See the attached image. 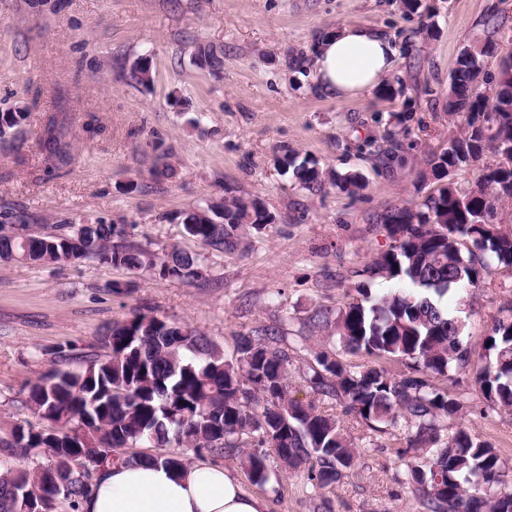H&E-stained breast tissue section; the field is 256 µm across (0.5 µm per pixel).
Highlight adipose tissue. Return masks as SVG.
Masks as SVG:
<instances>
[{
	"instance_id": "adipose-tissue-1",
	"label": "adipose tissue",
	"mask_w": 512,
	"mask_h": 512,
	"mask_svg": "<svg viewBox=\"0 0 512 512\" xmlns=\"http://www.w3.org/2000/svg\"><path fill=\"white\" fill-rule=\"evenodd\" d=\"M394 45L382 31L346 25L316 50L315 79L336 97L377 85L392 69ZM82 512H269L267 501L245 492L224 466L197 460L181 473L142 457L99 473Z\"/></svg>"
}]
</instances>
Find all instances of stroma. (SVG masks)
I'll use <instances>...</instances> for the list:
<instances>
[{"label": "stroma", "mask_w": 512, "mask_h": 512, "mask_svg": "<svg viewBox=\"0 0 512 512\" xmlns=\"http://www.w3.org/2000/svg\"><path fill=\"white\" fill-rule=\"evenodd\" d=\"M0 0V112L21 109V134L0 145V231L27 224L105 222L155 252L199 256L203 279H162L85 260L75 264L0 262V419L39 424L23 404L27 386L62 349H88L106 325L139 308L189 324L232 354L237 336L278 330L301 364L325 350V331L308 323L336 309L353 272L388 246L385 209L418 202L436 188L428 159L458 130L446 109L450 74L467 46L512 53V0ZM350 24L393 36L398 53L379 90L336 98L312 80L317 40ZM224 53L218 71L198 67V49ZM305 63L294 65L293 56ZM149 59L153 84L130 82L125 61ZM412 110L401 135L404 165L376 166L370 145L385 146L395 116ZM69 127L71 162L48 160L49 118ZM316 160L363 187L318 194L283 171L285 152ZM166 155L176 173L151 171ZM238 195L274 218L247 229L241 246L217 252L187 235L183 211ZM503 294L470 293L454 313L479 344ZM462 424L512 466V416L494 410L469 384L450 385ZM360 452L339 481L313 487L306 470L267 465L276 481L252 483L238 459L224 467L243 488L268 497L270 512H424L402 482L396 439L349 423Z\"/></svg>", "instance_id": "35a3bbf8"}]
</instances>
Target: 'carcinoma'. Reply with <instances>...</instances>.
Here are the masks:
<instances>
[{
	"label": "carcinoma",
	"mask_w": 512,
	"mask_h": 512,
	"mask_svg": "<svg viewBox=\"0 0 512 512\" xmlns=\"http://www.w3.org/2000/svg\"><path fill=\"white\" fill-rule=\"evenodd\" d=\"M495 55L491 43L460 51L447 107L448 115L463 118L461 129L428 160L440 185L421 202L380 216L389 247L355 271L359 281L347 290L342 308L334 314L317 308L309 317L313 327L333 326L336 351L318 353L305 379L314 392L336 401L342 416L290 396L296 359L279 347L275 330L239 336L228 358L196 328L139 310L100 333L104 354L60 351L29 386L25 405L48 427L0 426V512H79L99 473L96 456L110 453L115 463H131L136 457L121 450L153 448L155 460L178 471L184 456L165 451L173 444L199 457L235 451L258 485L270 480L271 448L284 469L307 466L311 479L325 487L357 464L345 417L374 433L405 434L406 448L398 451L403 483L427 512H512V478L497 449L460 425L443 434L444 420L461 403L437 384L468 372L491 405L512 413V299L498 307L478 350L464 342L465 324L441 305L444 296L461 299L498 271L512 274V229L485 223L491 195L512 203V59L500 60L504 78L491 95L473 93L479 69ZM197 61L217 71L224 52L201 50ZM127 73L143 86L154 81L141 58L129 63ZM26 120L25 112H0V142ZM61 137L50 119L44 148L66 165L70 154ZM488 154L497 161L485 162ZM283 164L307 190L331 186L353 195L363 187L357 174L333 177L296 154ZM471 167L478 175L469 191L443 182ZM181 217L188 235L222 252L239 247L244 225L274 220L260 201L242 196L227 197L220 209L190 208ZM1 260H95L135 275L201 277L199 258L177 248L152 253L126 241L124 229L100 222L61 224L49 233L22 224L19 232L0 235ZM376 279L389 283L379 296L369 288ZM343 353H363L379 364L351 366L340 359Z\"/></svg>",
	"instance_id": "obj_1"
}]
</instances>
